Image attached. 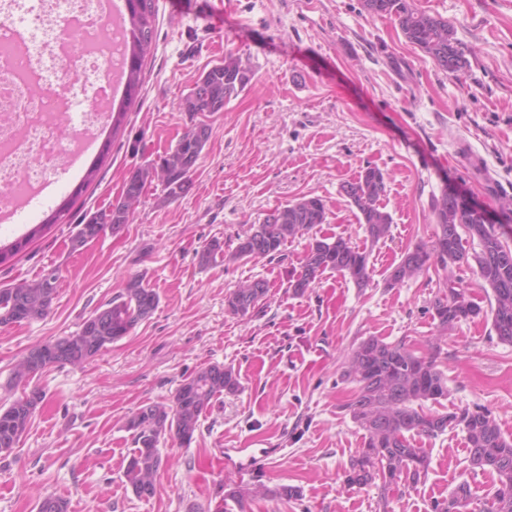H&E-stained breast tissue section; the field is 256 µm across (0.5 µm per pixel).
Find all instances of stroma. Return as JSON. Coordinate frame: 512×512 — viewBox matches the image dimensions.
<instances>
[{
    "label": "stroma",
    "mask_w": 512,
    "mask_h": 512,
    "mask_svg": "<svg viewBox=\"0 0 512 512\" xmlns=\"http://www.w3.org/2000/svg\"><path fill=\"white\" fill-rule=\"evenodd\" d=\"M414 3L455 25L469 61L458 76L435 67L395 19L364 0H157V46L140 98L95 181L60 223L0 264V287L60 270L46 317L0 326V406L27 387L44 394L17 448L0 456V512H36L46 493L66 498L70 512H215L232 488L246 491L244 512H428L463 479L477 499L491 496L494 480L469 469L459 431L419 438L427 478L389 504L376 488L343 482L363 445L342 410L356 390L343 372L368 336L419 355L438 343L444 410L488 409L512 435V344L498 340L489 317L443 333L429 311L450 278L488 307L475 267L433 262L385 285L406 248L434 240L432 204L446 190L470 198L512 245V0ZM228 54L252 79L223 111L204 114L211 136L188 193L166 203L151 185L121 233L72 251L84 214L107 207L136 167L175 146L190 124L179 98ZM370 165L385 175L382 203L393 219L374 245L341 192ZM79 181L63 172L14 222H0V247L41 223ZM305 195L322 199L326 223L288 240L275 258L232 259L239 237L269 210ZM339 236L369 248L370 284L328 272L294 295L288 281L312 238ZM214 239L223 255L200 265L199 251ZM137 275L160 296L150 319L83 365L53 366L11 387L28 350L77 332ZM256 279L268 283L266 299L247 316L229 313L228 293ZM208 364L233 368L240 391L213 400L190 445L161 443L156 493L136 499L121 481L133 448L126 419L171 401ZM263 442L273 455L248 468L245 449ZM280 485L298 487L300 498L256 492Z\"/></svg>",
    "instance_id": "35a3bbf8"
}]
</instances>
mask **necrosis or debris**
Masks as SVG:
<instances>
[{
	"label": "necrosis or debris",
	"mask_w": 512,
	"mask_h": 512,
	"mask_svg": "<svg viewBox=\"0 0 512 512\" xmlns=\"http://www.w3.org/2000/svg\"><path fill=\"white\" fill-rule=\"evenodd\" d=\"M102 0H0V217L46 188L117 95Z\"/></svg>",
	"instance_id": "necrosis-or-debris-1"
}]
</instances>
